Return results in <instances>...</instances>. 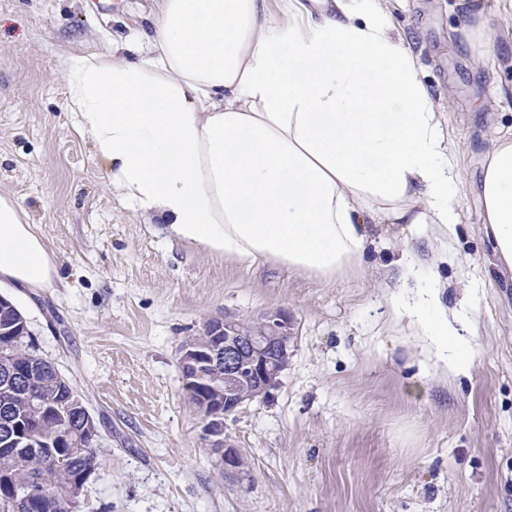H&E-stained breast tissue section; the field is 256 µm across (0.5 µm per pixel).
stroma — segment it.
<instances>
[{"label": "stroma", "mask_w": 512, "mask_h": 512, "mask_svg": "<svg viewBox=\"0 0 512 512\" xmlns=\"http://www.w3.org/2000/svg\"><path fill=\"white\" fill-rule=\"evenodd\" d=\"M448 125L464 196L449 310L475 356L447 376L405 313L398 260L420 278L434 242L366 224L365 273L329 282L182 244L112 190L80 127L63 55L149 29L151 0H0V194L59 260L65 285L16 298L39 354L98 422L79 512H512V274L484 234L475 185L512 133V28L500 0H380ZM288 311L293 357L226 432L249 467L223 473L177 365L211 318Z\"/></svg>", "instance_id": "obj_1"}]
</instances>
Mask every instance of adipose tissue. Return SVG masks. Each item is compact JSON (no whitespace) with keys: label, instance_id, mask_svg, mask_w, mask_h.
Returning a JSON list of instances; mask_svg holds the SVG:
<instances>
[{"label":"adipose tissue","instance_id":"ef3b65f1","mask_svg":"<svg viewBox=\"0 0 512 512\" xmlns=\"http://www.w3.org/2000/svg\"><path fill=\"white\" fill-rule=\"evenodd\" d=\"M158 0L145 46L71 52L61 66L110 184L184 244L322 281L363 270L365 222L432 224L439 259L462 184L448 136L378 0ZM484 232L512 271V134L478 187ZM60 266L21 206L0 195V288L29 296ZM433 278L415 324L443 371L472 352Z\"/></svg>","mask_w":512,"mask_h":512}]
</instances>
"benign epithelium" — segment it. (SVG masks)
I'll list each match as a JSON object with an SVG mask.
<instances>
[{
  "label": "benign epithelium",
  "instance_id": "benign-epithelium-1",
  "mask_svg": "<svg viewBox=\"0 0 512 512\" xmlns=\"http://www.w3.org/2000/svg\"><path fill=\"white\" fill-rule=\"evenodd\" d=\"M199 337L180 343L178 365L185 381L201 384L192 406L204 440L220 454L225 473L242 472L247 462L226 434V421L247 404L272 396L293 355L294 324L277 309L256 319H210Z\"/></svg>",
  "mask_w": 512,
  "mask_h": 512
}]
</instances>
